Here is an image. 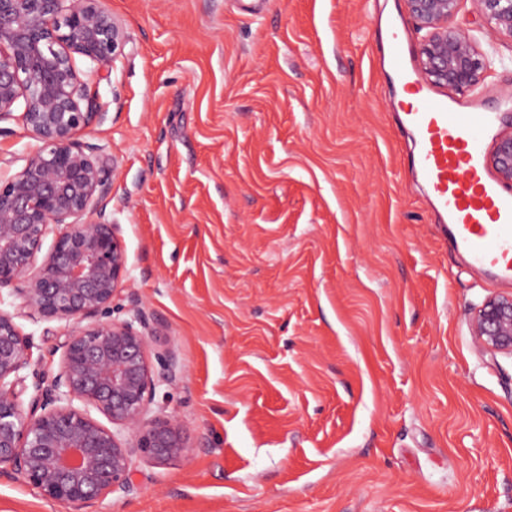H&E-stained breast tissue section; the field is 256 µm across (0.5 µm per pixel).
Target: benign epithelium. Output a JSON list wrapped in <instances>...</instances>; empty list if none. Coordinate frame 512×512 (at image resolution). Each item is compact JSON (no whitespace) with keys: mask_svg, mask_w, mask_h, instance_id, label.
<instances>
[{"mask_svg":"<svg viewBox=\"0 0 512 512\" xmlns=\"http://www.w3.org/2000/svg\"><path fill=\"white\" fill-rule=\"evenodd\" d=\"M404 2L427 30L418 49L424 79L479 84L493 60L455 24L461 0ZM471 2L493 33L512 38V0ZM124 41L104 0H0V121L23 106L19 120L39 142L19 171L0 178V474L73 512L131 493L134 452L165 463L188 449L177 417L150 415L160 388L180 377L177 356L155 351L157 333L140 310L111 318L128 275L125 241L105 212L114 167L82 139L102 113L75 56L107 77ZM492 166L512 186L511 134L497 141ZM18 318L71 326L57 371L33 358V335ZM471 330L484 349L512 354V295L486 299Z\"/></svg>","mask_w":512,"mask_h":512,"instance_id":"benign-epithelium-1","label":"benign epithelium"}]
</instances>
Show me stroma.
Wrapping results in <instances>:
<instances>
[{
	"instance_id": "stroma-1",
	"label": "stroma",
	"mask_w": 512,
	"mask_h": 512,
	"mask_svg": "<svg viewBox=\"0 0 512 512\" xmlns=\"http://www.w3.org/2000/svg\"><path fill=\"white\" fill-rule=\"evenodd\" d=\"M126 45L75 63L116 164L106 213L138 307L182 376L155 413L190 454L134 457L103 512H512V354L470 323L496 286L445 242L408 164L383 27L403 0H105ZM455 22L495 65L512 40ZM0 512H66L0 477Z\"/></svg>"
}]
</instances>
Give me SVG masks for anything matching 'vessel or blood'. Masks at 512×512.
Here are the masks:
<instances>
[{
  "label": "vessel or blood",
  "instance_id": "1",
  "mask_svg": "<svg viewBox=\"0 0 512 512\" xmlns=\"http://www.w3.org/2000/svg\"><path fill=\"white\" fill-rule=\"evenodd\" d=\"M401 122L414 132L408 155L425 182L450 247L496 286H512V193L488 171L486 151L498 134L495 112L481 101H448L410 70L399 32L389 40Z\"/></svg>",
  "mask_w": 512,
  "mask_h": 512
}]
</instances>
